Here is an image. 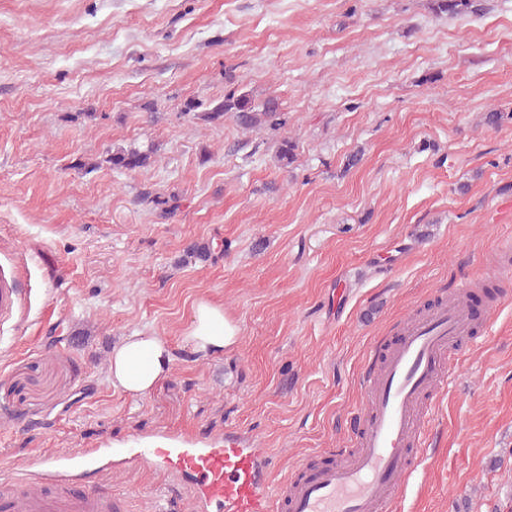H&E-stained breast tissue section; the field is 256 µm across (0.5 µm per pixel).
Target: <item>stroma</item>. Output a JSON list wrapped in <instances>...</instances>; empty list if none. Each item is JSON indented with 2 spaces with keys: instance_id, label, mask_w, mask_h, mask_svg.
Listing matches in <instances>:
<instances>
[{
  "instance_id": "stroma-1",
  "label": "stroma",
  "mask_w": 512,
  "mask_h": 512,
  "mask_svg": "<svg viewBox=\"0 0 512 512\" xmlns=\"http://www.w3.org/2000/svg\"><path fill=\"white\" fill-rule=\"evenodd\" d=\"M480 4L449 18L431 0H0V261L31 290L0 330V482L32 457L174 431H250L280 478L350 447L374 345L512 239V0ZM232 88L278 97L286 125L184 114ZM150 145L148 167L107 162ZM203 242L215 252L187 260ZM497 286L473 290L474 334L400 512H512V283L483 319ZM201 299L239 327L222 355L183 341ZM136 330L174 354L142 398L107 380ZM100 482L155 512L170 479Z\"/></svg>"
}]
</instances>
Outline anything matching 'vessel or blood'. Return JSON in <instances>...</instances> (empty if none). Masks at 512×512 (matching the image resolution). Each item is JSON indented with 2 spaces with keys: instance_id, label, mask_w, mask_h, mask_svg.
<instances>
[{
  "instance_id": "obj_1",
  "label": "vessel or blood",
  "mask_w": 512,
  "mask_h": 512,
  "mask_svg": "<svg viewBox=\"0 0 512 512\" xmlns=\"http://www.w3.org/2000/svg\"><path fill=\"white\" fill-rule=\"evenodd\" d=\"M27 296L14 267L0 265V322L16 319ZM475 325L468 305L449 295L403 324L379 364L366 370L364 427L341 465L275 481L268 449L249 432L228 430L223 445L159 437L99 453L41 456L0 483V512H124L97 482L112 468H160L189 497L190 512H397L406 479L429 445L435 389Z\"/></svg>"
}]
</instances>
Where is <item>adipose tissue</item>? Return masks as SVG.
<instances>
[{
  "mask_svg": "<svg viewBox=\"0 0 512 512\" xmlns=\"http://www.w3.org/2000/svg\"><path fill=\"white\" fill-rule=\"evenodd\" d=\"M237 337L238 328L225 317L223 306L206 301L195 305L183 334L184 342L204 356L222 354L236 343ZM173 361L166 339L135 333L113 348L108 378L113 387L133 396H144L168 375Z\"/></svg>",
  "mask_w": 512,
  "mask_h": 512,
  "instance_id": "ef3b65f1",
  "label": "adipose tissue"
}]
</instances>
